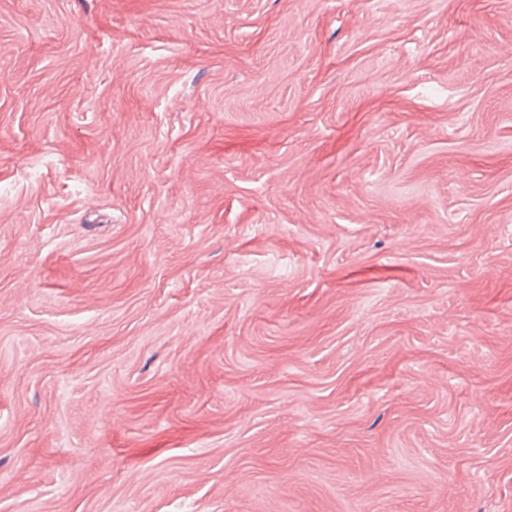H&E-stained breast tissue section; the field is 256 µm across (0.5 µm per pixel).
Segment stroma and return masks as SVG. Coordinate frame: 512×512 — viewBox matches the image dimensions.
I'll return each instance as SVG.
<instances>
[{"instance_id":"35a3bbf8","label":"stroma","mask_w":512,"mask_h":512,"mask_svg":"<svg viewBox=\"0 0 512 512\" xmlns=\"http://www.w3.org/2000/svg\"><path fill=\"white\" fill-rule=\"evenodd\" d=\"M0 512H512V0H0Z\"/></svg>"}]
</instances>
